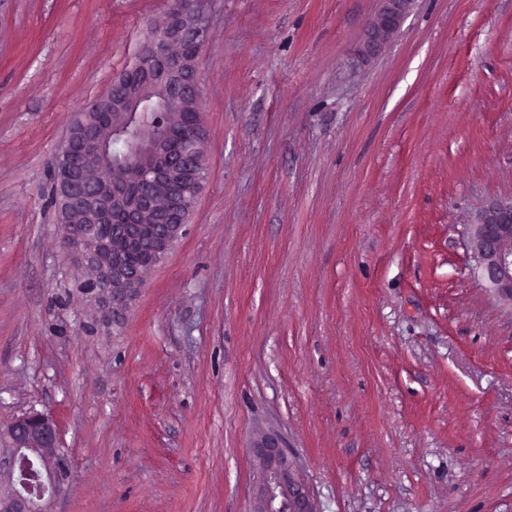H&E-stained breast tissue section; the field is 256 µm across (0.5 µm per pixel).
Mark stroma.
Instances as JSON below:
<instances>
[{
	"label": "stroma",
	"instance_id": "obj_1",
	"mask_svg": "<svg viewBox=\"0 0 512 512\" xmlns=\"http://www.w3.org/2000/svg\"><path fill=\"white\" fill-rule=\"evenodd\" d=\"M167 0H0V429L54 512H255L254 442L317 512H512V303L467 231L512 196V0H213L205 183L124 323L94 322L50 171ZM411 0H383L378 21L368 32L367 46H378L385 42L398 27ZM0 512H49L63 490L55 462L60 440L54 420L43 413L16 417L0 433ZM33 474L37 483L25 477Z\"/></svg>",
	"mask_w": 512,
	"mask_h": 512
}]
</instances>
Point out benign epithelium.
I'll list each match as a JSON object with an SVG mask.
<instances>
[{"label": "benign epithelium", "instance_id": "obj_1", "mask_svg": "<svg viewBox=\"0 0 512 512\" xmlns=\"http://www.w3.org/2000/svg\"><path fill=\"white\" fill-rule=\"evenodd\" d=\"M212 0H185L170 8L171 16L151 39L153 55L141 58L136 66L160 72V80L148 79L112 95V110L121 116L133 111L143 100L159 92L168 98L198 99L200 78L197 67L183 62L171 63V47L190 41L203 47L210 38ZM410 0H383L378 21L368 32L367 46L385 42L398 27ZM199 165L196 154L170 157L163 167L191 175ZM57 188L60 205L69 208L83 198L95 224L107 223L120 196L106 193L90 184L85 170L67 164L60 170ZM140 205L129 210L126 223L112 226L110 234L98 239L92 248L83 247V226L76 225L62 239L60 250L75 255L83 263L99 270L104 291L93 302L104 314L127 312L143 285L144 274L133 268L112 265V240L137 238L143 216L154 211L153 189L149 181L140 188ZM185 223L173 221L171 214L156 215V250L164 251L182 236ZM470 239L477 259L480 278L498 297L512 303V196L491 198L483 204L470 227ZM60 440L54 420L43 413L29 412L15 418L0 433V512H49V503L63 490L64 479L55 462ZM259 460L256 512H317L315 502L296 469L288 450L273 435L263 436L253 447Z\"/></svg>", "mask_w": 512, "mask_h": 512}]
</instances>
